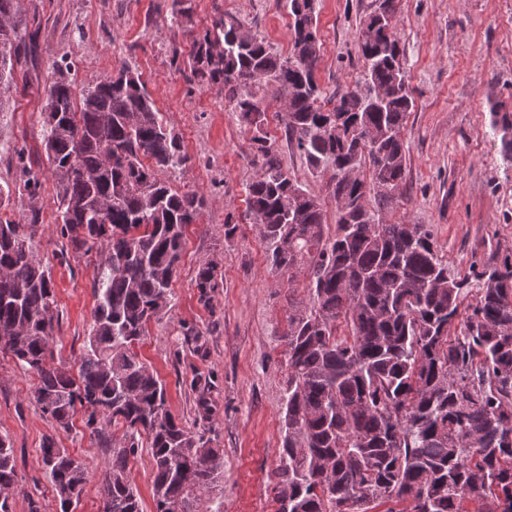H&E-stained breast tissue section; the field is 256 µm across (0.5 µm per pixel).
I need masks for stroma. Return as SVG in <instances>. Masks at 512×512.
<instances>
[{
  "label": "stroma",
  "mask_w": 512,
  "mask_h": 512,
  "mask_svg": "<svg viewBox=\"0 0 512 512\" xmlns=\"http://www.w3.org/2000/svg\"><path fill=\"white\" fill-rule=\"evenodd\" d=\"M374 0H318L323 44L316 78L324 97L354 89L363 71L359 24ZM35 33L14 67L9 112L0 115V185H10L0 217L41 229L33 252L50 267L60 323L55 360L74 364L93 325L98 250L65 252L55 232L58 184L43 145V87L53 57L75 64L76 90L121 66L137 71L158 109L182 136L191 157L184 173L162 180L206 200L187 226L181 261L167 307L147 326L135 351L166 386L173 415L206 431L224 455V512H277L270 477L278 464L281 405L288 379V304L304 300L306 275L288 279L267 260L263 228L247 209L254 178L249 136L224 103L220 84L199 85L171 64L173 51L189 53L213 22L231 16L288 56L292 47L285 0H192L189 18L172 20L171 0H21ZM403 50L414 107L403 139L405 181L393 199L366 205L387 224L429 230L451 275L474 279L512 254V170L490 127V106L512 98V0H395L391 18ZM268 132L291 174L320 202L327 225L336 221L332 168L311 173L285 139L282 103L266 99ZM39 171L42 188L28 196L19 161ZM236 224L225 237V222ZM215 265L222 284L210 303L199 300L196 277ZM206 329L201 345L185 342L186 328ZM34 377L0 355V435L16 459L12 512H56L51 482L41 464L45 438L79 458L87 482L77 512H100L108 455L76 413L60 430L35 398ZM207 394L210 418L196 401Z\"/></svg>",
  "instance_id": "stroma-1"
}]
</instances>
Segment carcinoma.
Returning <instances> with one entry per match:
<instances>
[{
  "mask_svg": "<svg viewBox=\"0 0 512 512\" xmlns=\"http://www.w3.org/2000/svg\"><path fill=\"white\" fill-rule=\"evenodd\" d=\"M375 0L359 29L362 81L324 100L315 0H286L293 33L275 54L234 18L216 19L184 68L224 100L249 135L258 165L247 203L263 226L272 269L309 279L308 302L288 311L278 512H512V258L478 287L448 274L431 234L385 224L366 206L405 180L402 139L414 107L399 40ZM18 0H0V90L14 82L26 40ZM67 54L44 86L43 144L60 185L59 234L72 250L100 244L94 323L68 369L51 347L59 314L50 269L28 241L39 225L0 220V352L36 378V400L65 432L78 409L110 449L102 512H141L130 458L148 444L156 512L201 510L224 478L221 450L176 420L165 384L133 351L169 303L186 227L204 198L157 172H184L183 139L141 76L123 65L76 99ZM284 101L285 135L312 171H335L336 224L327 236L317 199L302 188L266 130V93ZM383 93L382 105L369 99ZM503 164L512 167V107H490ZM369 167L371 180L350 170ZM35 197L39 173L21 167ZM220 286L198 271L200 300ZM473 296L475 303L465 304ZM41 462L58 512H76L86 484L77 457L48 438ZM16 484L11 440L0 435V489Z\"/></svg>",
  "mask_w": 512,
  "mask_h": 512,
  "instance_id": "cac0c4a2",
  "label": "carcinoma"
}]
</instances>
